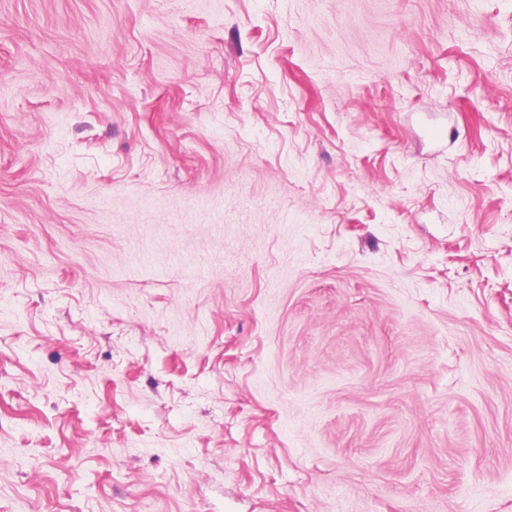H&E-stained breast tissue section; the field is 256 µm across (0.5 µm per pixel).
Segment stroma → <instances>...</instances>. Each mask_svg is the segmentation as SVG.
Returning a JSON list of instances; mask_svg holds the SVG:
<instances>
[{
    "label": "stroma",
    "instance_id": "1",
    "mask_svg": "<svg viewBox=\"0 0 512 512\" xmlns=\"http://www.w3.org/2000/svg\"><path fill=\"white\" fill-rule=\"evenodd\" d=\"M0 512H512V0H0Z\"/></svg>",
    "mask_w": 512,
    "mask_h": 512
}]
</instances>
